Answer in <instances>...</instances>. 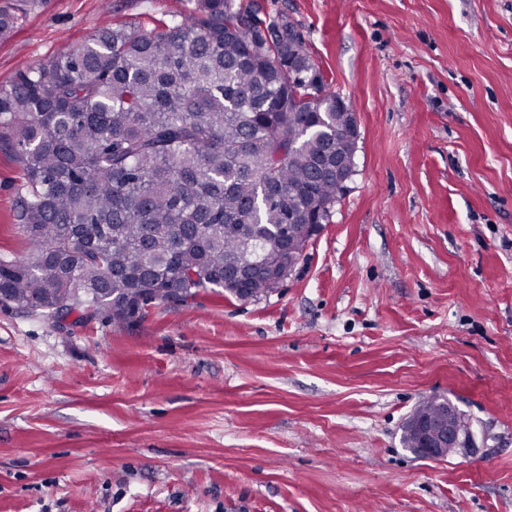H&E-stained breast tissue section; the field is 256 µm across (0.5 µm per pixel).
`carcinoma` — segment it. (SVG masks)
Returning a JSON list of instances; mask_svg holds the SVG:
<instances>
[{
    "instance_id": "1",
    "label": "carcinoma",
    "mask_w": 512,
    "mask_h": 512,
    "mask_svg": "<svg viewBox=\"0 0 512 512\" xmlns=\"http://www.w3.org/2000/svg\"><path fill=\"white\" fill-rule=\"evenodd\" d=\"M231 9L196 0L161 30L101 27L0 86L28 240L26 257L0 256V305L120 323L201 288L242 299L224 271L277 253L282 224L301 240L311 204L336 198L329 166L350 140L336 93L292 52L288 24ZM18 18L0 9L1 39ZM291 77L321 110L288 109Z\"/></svg>"
}]
</instances>
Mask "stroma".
Segmentation results:
<instances>
[{
  "label": "stroma",
  "instance_id": "1",
  "mask_svg": "<svg viewBox=\"0 0 512 512\" xmlns=\"http://www.w3.org/2000/svg\"><path fill=\"white\" fill-rule=\"evenodd\" d=\"M357 116L355 172L275 291L131 321L0 307V512H512V0H233ZM194 0H0V86ZM0 145V255L28 251ZM477 446L401 443L426 397Z\"/></svg>",
  "mask_w": 512,
  "mask_h": 512
}]
</instances>
